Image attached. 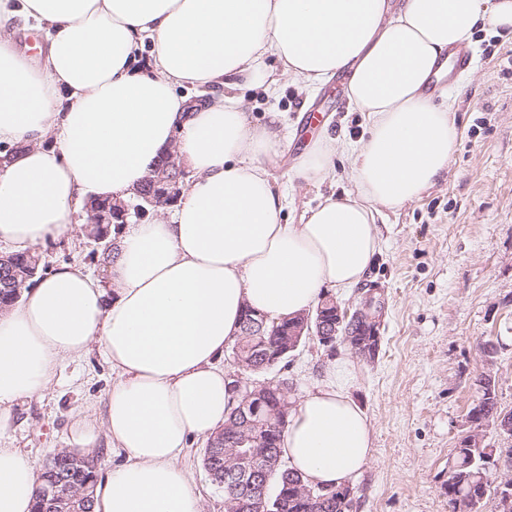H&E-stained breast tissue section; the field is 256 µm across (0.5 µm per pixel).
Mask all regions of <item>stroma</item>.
<instances>
[{"mask_svg":"<svg viewBox=\"0 0 512 512\" xmlns=\"http://www.w3.org/2000/svg\"><path fill=\"white\" fill-rule=\"evenodd\" d=\"M492 40L512 49L511 34L481 30L470 39L475 71L462 78L455 107L458 147L447 174L418 199L381 210L377 222L385 245L364 280L326 291L350 312L367 296L380 298L375 358L354 356L343 344L330 349L309 340L281 372L295 402L336 358L351 359L352 395L374 432L373 461L351 482L356 512H448V471L472 429L468 411L481 374L495 376L498 405L512 412V68L484 58ZM335 88L330 81L306 96L285 80L271 97L262 83L238 81L236 93L254 121H264L271 111L284 115L288 138L270 169L288 193L284 223H303L322 196L356 190L340 157L331 182L315 186L297 175L296 161L307 150L301 142L307 109L322 111L328 135L341 129L354 137L362 133L361 113L347 111ZM100 246L91 225L81 221L36 253L46 269L80 264L101 276ZM114 378L95 349L64 362L46 392L13 406L0 446L20 449L38 465L54 451L72 448L73 413L100 401ZM205 446V439H192L182 462L193 474L204 512H224V493L202 466Z\"/></svg>","mask_w":512,"mask_h":512,"instance_id":"1","label":"stroma"}]
</instances>
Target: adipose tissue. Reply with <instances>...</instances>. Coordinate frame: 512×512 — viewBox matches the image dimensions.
I'll list each match as a JSON object with an SVG mask.
<instances>
[{
    "instance_id": "adipose-tissue-1",
    "label": "adipose tissue",
    "mask_w": 512,
    "mask_h": 512,
    "mask_svg": "<svg viewBox=\"0 0 512 512\" xmlns=\"http://www.w3.org/2000/svg\"><path fill=\"white\" fill-rule=\"evenodd\" d=\"M20 17L45 36L41 62L15 44ZM478 29L512 30V0H0L1 244L28 253L69 234L87 200L127 198L171 144L189 173L166 220L120 228L105 276L63 264L0 310V430L63 361L98 348L116 379L75 442L105 435L120 458L98 475L95 512H202L179 454L236 405L217 361L242 309L295 316L365 278L384 245L379 208L448 169L455 114L426 87ZM270 55L304 92L346 74L364 119L358 140L323 135L304 154L313 183L345 157L356 192L301 224L283 223L269 173L282 114L254 123L234 93L241 77L276 90ZM355 378L335 360L291 410L282 457L310 484L346 486L372 462ZM38 487L35 463L0 447V512H31Z\"/></svg>"
}]
</instances>
